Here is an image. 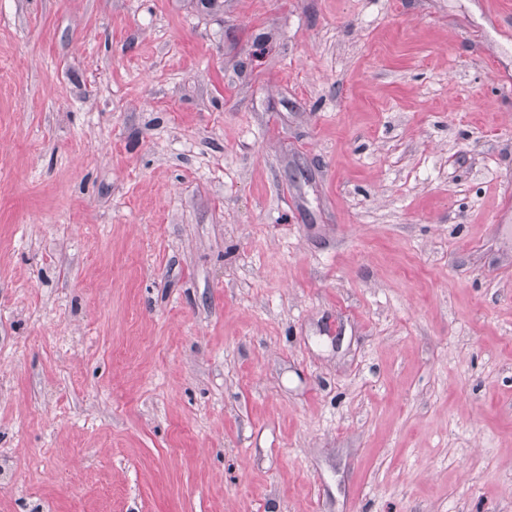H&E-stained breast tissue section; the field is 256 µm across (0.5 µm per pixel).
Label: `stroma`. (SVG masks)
I'll list each match as a JSON object with an SVG mask.
<instances>
[{
	"mask_svg": "<svg viewBox=\"0 0 512 512\" xmlns=\"http://www.w3.org/2000/svg\"><path fill=\"white\" fill-rule=\"evenodd\" d=\"M0 512H512V0H0Z\"/></svg>",
	"mask_w": 512,
	"mask_h": 512,
	"instance_id": "35a3bbf8",
	"label": "stroma"
}]
</instances>
